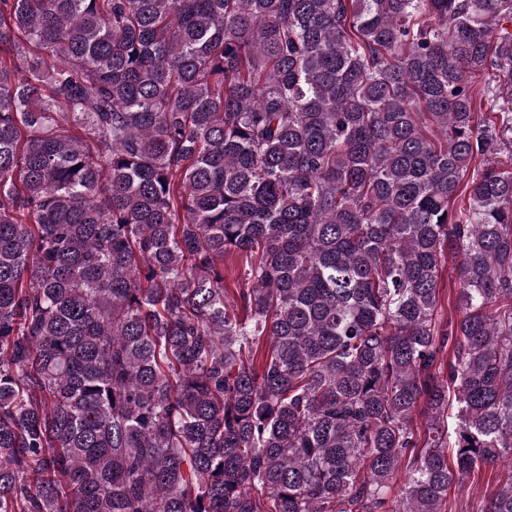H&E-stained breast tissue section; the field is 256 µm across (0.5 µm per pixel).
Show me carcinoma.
<instances>
[{
  "instance_id": "cac0c4a2",
  "label": "carcinoma",
  "mask_w": 512,
  "mask_h": 512,
  "mask_svg": "<svg viewBox=\"0 0 512 512\" xmlns=\"http://www.w3.org/2000/svg\"><path fill=\"white\" fill-rule=\"evenodd\" d=\"M504 22L0 0V512H441L512 466ZM245 261L235 255L224 256V286L232 296L244 280ZM459 260V256H447L443 264L437 305L438 315L441 319L448 318V315L450 314H456V292L458 289V282L456 281V268L458 266ZM512 480V470L506 466H487L475 470L462 488L452 487L442 512H476L475 507L497 487Z\"/></svg>"
}]
</instances>
